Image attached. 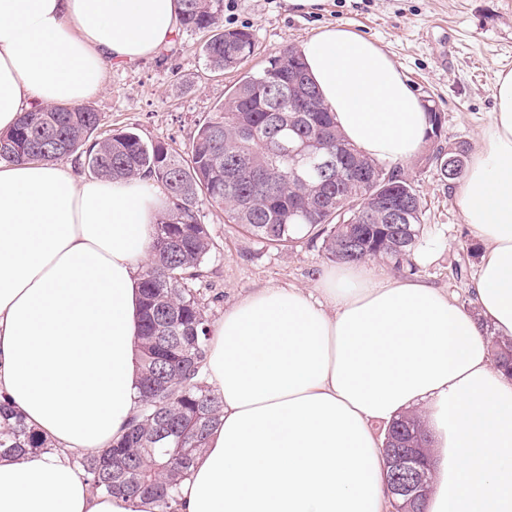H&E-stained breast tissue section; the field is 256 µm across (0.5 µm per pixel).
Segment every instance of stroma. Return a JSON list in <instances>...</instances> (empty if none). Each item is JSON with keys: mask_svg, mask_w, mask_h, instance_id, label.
Returning <instances> with one entry per match:
<instances>
[{"mask_svg": "<svg viewBox=\"0 0 512 512\" xmlns=\"http://www.w3.org/2000/svg\"><path fill=\"white\" fill-rule=\"evenodd\" d=\"M331 24L348 25L374 40L400 65L423 104L444 116L441 145L463 141L477 148L494 111L496 75L512 70V0H325L314 14L295 11L288 0H224L223 27L245 26L255 36L252 69L286 47H301ZM206 38L179 27L149 58L112 64L90 101L101 117L100 132L129 130L186 154L198 125L240 78L236 71L206 67ZM406 167L427 209L414 269L401 272L383 259L369 265L387 277H413L447 289L458 304L472 307L470 285L479 260L467 253L475 237L454 189L429 165L413 159ZM199 209L215 244L201 287L209 322L258 288L314 290L333 267L320 242L302 239L279 251L225 223L223 209L207 200H200Z\"/></svg>", "mask_w": 512, "mask_h": 512, "instance_id": "1", "label": "stroma"}]
</instances>
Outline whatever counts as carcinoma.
<instances>
[{
  "label": "carcinoma",
  "mask_w": 512,
  "mask_h": 512,
  "mask_svg": "<svg viewBox=\"0 0 512 512\" xmlns=\"http://www.w3.org/2000/svg\"><path fill=\"white\" fill-rule=\"evenodd\" d=\"M179 23L206 30L202 47L211 70H238L254 54L247 27L221 25L223 0H178ZM310 107L289 111L299 92ZM426 140L440 139L443 116L427 111ZM99 114L87 106H46L24 113L0 135V161L53 162L78 150L100 177L148 173L161 182L174 207L157 224L142 275L135 344L140 370L136 415L109 448L78 457L94 490L150 501L153 512H178L179 486L217 425L221 396L205 381L209 322L198 283L215 245L202 223L199 197L224 206V218L261 243L285 249L305 237L321 241L339 264L381 258L398 270L411 257L426 224V206L412 173L372 159L349 143L322 101L299 51L290 47L229 88L224 103L198 126L188 159L162 142L133 132L99 135ZM312 156L295 163L299 145ZM450 153L438 147L426 158L452 185L467 162L448 169ZM393 192L409 202L408 220L387 222L378 197ZM393 450L425 441L421 416L408 414L388 430ZM50 450L40 433L9 404L0 402V455L39 456Z\"/></svg>",
  "instance_id": "cac0c4a2"
}]
</instances>
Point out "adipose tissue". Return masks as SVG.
<instances>
[{"instance_id":"obj_1","label":"adipose tissue","mask_w":512,"mask_h":512,"mask_svg":"<svg viewBox=\"0 0 512 512\" xmlns=\"http://www.w3.org/2000/svg\"><path fill=\"white\" fill-rule=\"evenodd\" d=\"M177 24V0H0V131L82 105L108 65L153 55ZM302 54L350 143L393 164L420 149L427 114L378 44L330 25ZM494 98L458 193L484 245L478 313L363 265L330 270L314 293L241 298L211 329L205 371L222 414L181 512H383L376 428L413 409L431 437L427 512H512V374L484 338H512V70ZM168 207L146 175L0 162V401L55 444L0 458V512H148L94 492L72 459L108 447L134 414L140 285Z\"/></svg>"}]
</instances>
